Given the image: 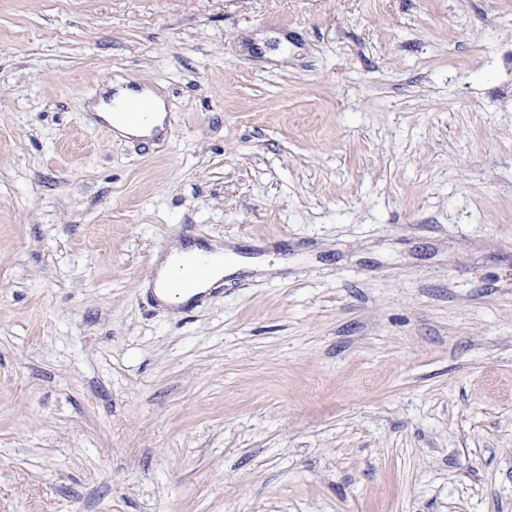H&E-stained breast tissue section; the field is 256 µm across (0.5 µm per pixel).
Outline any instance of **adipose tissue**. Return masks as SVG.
I'll return each instance as SVG.
<instances>
[{"instance_id": "1", "label": "adipose tissue", "mask_w": 512, "mask_h": 512, "mask_svg": "<svg viewBox=\"0 0 512 512\" xmlns=\"http://www.w3.org/2000/svg\"><path fill=\"white\" fill-rule=\"evenodd\" d=\"M144 106L147 107L150 118L145 122H129L123 117L125 111ZM96 116L107 122L114 138H151L165 134L166 101L164 94L156 88L132 87L128 83L113 84L108 98L99 100L92 106ZM211 250L217 254L216 262L206 274L188 289L179 290L178 296H170V288L177 282L174 274L179 265L187 262L199 248L195 245H185L180 241H172L166 252L155 259V275L153 286L156 296L162 304L178 306L192 298L205 294L209 288L223 279L224 275L235 273L237 266L234 262L235 253L232 244L211 243Z\"/></svg>"}]
</instances>
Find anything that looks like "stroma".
Masks as SVG:
<instances>
[{"label": "stroma", "instance_id": "stroma-1", "mask_svg": "<svg viewBox=\"0 0 512 512\" xmlns=\"http://www.w3.org/2000/svg\"><path fill=\"white\" fill-rule=\"evenodd\" d=\"M0 512H512V0H0ZM112 91L107 100L101 97L100 100L91 106L96 116L103 119L112 127V133L116 139L129 138H152L165 134L166 101L164 94L156 88L132 87L128 83L118 82L109 86ZM139 106H146L148 112H127L124 115L128 119L137 121H126L120 112H126ZM211 249L217 252V261L210 267L206 274L188 289L180 290L182 285L174 280V273L177 267L187 262L194 254L203 250ZM235 252L233 244L224 245L210 242V246L184 245L179 240H174L166 252L155 258V275L153 288L159 301L168 306L177 307L190 301L192 298L206 294L207 290L224 278V274H232L238 271L241 266L233 264ZM160 288H176L179 292L177 299L168 295Z\"/></svg>", "mask_w": 512, "mask_h": 512}]
</instances>
